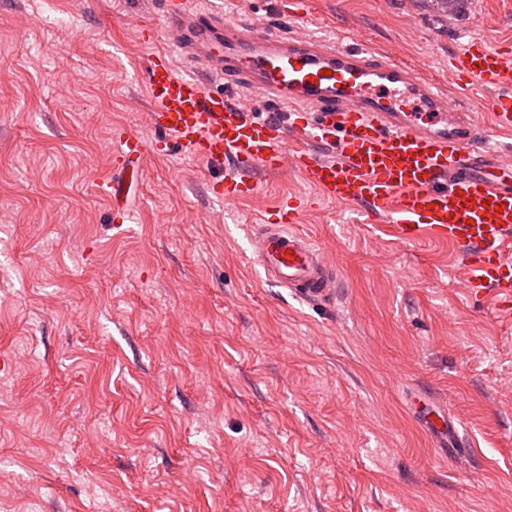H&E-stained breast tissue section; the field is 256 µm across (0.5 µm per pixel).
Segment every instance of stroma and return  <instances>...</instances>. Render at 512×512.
<instances>
[{
    "instance_id": "stroma-1",
    "label": "stroma",
    "mask_w": 512,
    "mask_h": 512,
    "mask_svg": "<svg viewBox=\"0 0 512 512\" xmlns=\"http://www.w3.org/2000/svg\"><path fill=\"white\" fill-rule=\"evenodd\" d=\"M182 3L0 0V512H512V327L454 249L351 223L292 168L220 200L209 163L154 149L146 69ZM198 6L257 36L357 34L443 78L469 37L512 44V0ZM127 133L149 148L116 224ZM293 197L338 273L325 304L254 254ZM424 395L470 456L421 429Z\"/></svg>"
}]
</instances>
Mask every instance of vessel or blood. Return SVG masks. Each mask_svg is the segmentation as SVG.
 <instances>
[{
	"label": "vessel or blood",
	"instance_id": "obj_1",
	"mask_svg": "<svg viewBox=\"0 0 512 512\" xmlns=\"http://www.w3.org/2000/svg\"><path fill=\"white\" fill-rule=\"evenodd\" d=\"M167 37L193 75L179 74L171 53L147 68L151 127L211 165L232 164L213 190L228 200L256 196L253 170L291 165L323 200L358 204L371 221L411 242L443 239L463 257L465 288L494 294L512 321V163L486 148L483 113L512 133V47L474 38L449 62L451 84L431 80L362 42L326 41L293 31L253 39L246 27L211 11L180 10ZM249 96L236 98L238 87ZM290 115H282V106ZM146 144L119 141L120 177L111 193L124 212L140 177ZM264 225L254 250L266 276L302 300L336 295V271L307 236L291 231L303 207L287 202ZM422 426L449 457L468 444L448 414L421 409Z\"/></svg>",
	"mask_w": 512,
	"mask_h": 512
}]
</instances>
